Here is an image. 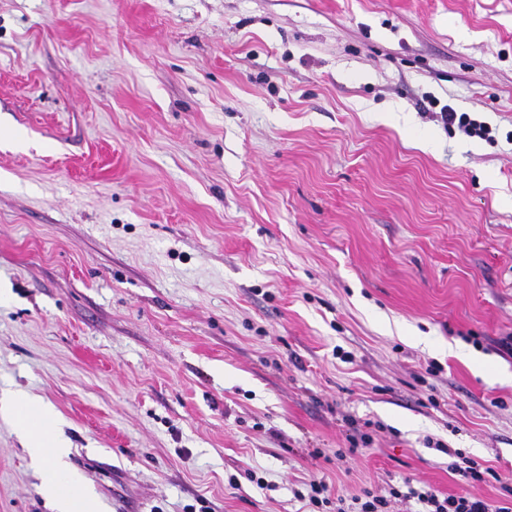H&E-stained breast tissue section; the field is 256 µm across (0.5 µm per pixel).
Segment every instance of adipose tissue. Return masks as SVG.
I'll return each instance as SVG.
<instances>
[{
	"label": "adipose tissue",
	"mask_w": 512,
	"mask_h": 512,
	"mask_svg": "<svg viewBox=\"0 0 512 512\" xmlns=\"http://www.w3.org/2000/svg\"><path fill=\"white\" fill-rule=\"evenodd\" d=\"M5 410L15 412L20 428L31 436L30 454L46 464V489L54 501L56 512H91L90 502L84 500L72 472L63 461L61 442L44 438L41 426L50 420L47 407L34 405L24 393L9 395Z\"/></svg>",
	"instance_id": "1"
}]
</instances>
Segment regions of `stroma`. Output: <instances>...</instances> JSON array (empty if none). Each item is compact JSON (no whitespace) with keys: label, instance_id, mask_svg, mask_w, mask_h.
Wrapping results in <instances>:
<instances>
[{"label":"stroma","instance_id":"1","mask_svg":"<svg viewBox=\"0 0 512 512\" xmlns=\"http://www.w3.org/2000/svg\"><path fill=\"white\" fill-rule=\"evenodd\" d=\"M511 334L512 0H0V396L98 512L511 478ZM0 512H53L2 412ZM441 119L448 126H453L457 123L465 134L470 136L489 137L491 130L483 123H477L476 120L471 119L467 113H458L452 108H448L444 112H440ZM459 114V115H458ZM348 429L345 433V441L348 446L336 450V458L343 460L347 455H355L362 449L369 447L373 442V436L367 432H361L358 427V421L352 417L345 419Z\"/></svg>","mask_w":512,"mask_h":512}]
</instances>
